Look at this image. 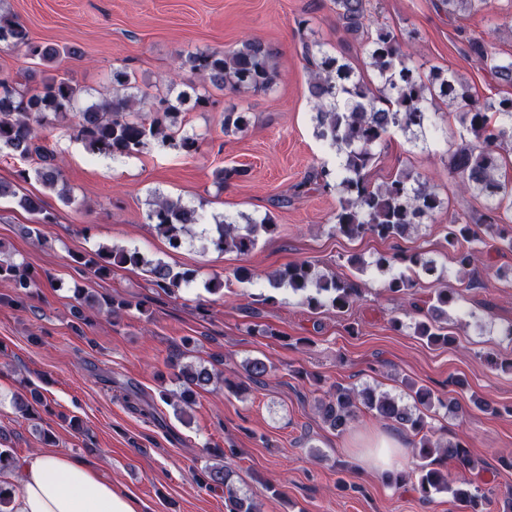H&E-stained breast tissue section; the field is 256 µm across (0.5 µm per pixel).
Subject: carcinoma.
I'll use <instances>...</instances> for the list:
<instances>
[{
    "label": "carcinoma",
    "mask_w": 512,
    "mask_h": 512,
    "mask_svg": "<svg viewBox=\"0 0 512 512\" xmlns=\"http://www.w3.org/2000/svg\"><path fill=\"white\" fill-rule=\"evenodd\" d=\"M487 0H437V8L450 16L461 17L481 11ZM330 9L338 25L365 43L367 62L377 82L360 75L344 52L333 53L313 38L312 21L298 23L302 56L308 64L307 94L315 112L316 135L334 148L339 161L334 167L326 164L315 169L309 184L323 190L334 189L339 195L334 229L348 239L366 235L380 240L403 238L417 225L432 218L443 208V200L429 182L409 170L400 171L393 179L374 186L368 173L380 158L377 148L394 131L425 139L437 129L440 119L437 103L456 111L463 128L475 141L461 139L448 152V174L457 180L458 188L486 200L481 210H471L452 216L445 241L453 253L458 272L468 276L467 287L479 280L471 270L474 253L472 244L481 241V233L494 234L512 250V236L499 227L503 223L501 209H512V192L507 191L502 175L503 140L512 136V97L498 99L474 95L462 77L432 67L423 72L413 63L409 43L400 40L384 27L372 28L370 0H330ZM7 43L24 56L48 66L61 61L60 51L50 45L33 41L26 28L16 22L9 12L0 9V44ZM471 54L476 56L493 80L512 86V61L497 58L478 40L468 41ZM271 52L260 40L248 39L233 50L205 49L191 52L181 59L179 69L203 77L205 84L184 83L186 90L171 96L175 82L167 90L146 94L148 108L129 92L131 73L125 67L112 69V96L76 109L84 89L63 73L44 79L36 85L0 79V151L12 156L31 159L34 172L42 184L57 192L65 204L71 203L63 174L50 150L40 144L38 127L50 120L63 121L75 113L74 133L92 152L131 157L151 142L168 146L192 155L199 149L196 138L176 129V116L186 103L191 109L206 110L215 104L212 91L227 90L239 97L268 91L277 78L271 63ZM148 111L149 115L142 114ZM249 119L235 108L224 110V134L244 132ZM0 197L17 199L18 206L39 215V223L52 224L55 215L44 208L41 200L30 195L17 196L14 185L0 182ZM197 209L179 200L168 198L152 201L147 213L148 223L169 244L178 247L182 237L196 223ZM277 225L267 218L257 224H231L219 221L209 233V245L221 252L249 254L261 234H272ZM73 262L86 267L96 278L107 279L116 267H140L152 284L166 294H177L188 287L193 273L174 270L161 260L145 259L136 249L102 246L89 256L74 255ZM371 265L386 275L385 288L394 294H406L414 287V277L422 274L441 279L436 261L422 251L411 253H379ZM0 279L14 288V304L24 305L31 289L39 287L34 268L24 261L0 259ZM270 287H288L298 295L302 304L317 310L330 306L339 311L354 306L360 296L357 282L348 277L325 278L305 262L296 263L269 277ZM455 290L437 288L427 301L423 318L415 321L414 334L430 345H450L444 323L448 308L455 303ZM185 352L177 350L169 357L177 370L175 379L179 391L174 397L180 403L178 413H186L198 390L205 389L217 375L216 370L202 363H185ZM244 370L255 385L265 383L272 365L262 358H249ZM414 406L378 393L372 388L356 389L336 384L317 401L323 423L341 433L357 417L361 409L377 419L411 432L412 453L418 464L415 469V488L425 501L433 493L448 490L453 499L471 512H482L485 495L472 480H452L448 472L436 467L435 455L442 453L468 471L478 468L466 446L460 442L441 444L433 440L427 412L435 406L448 410L457 408L454 400L437 399L431 390L412 389ZM17 410L28 415L34 405L42 403L41 394L28 388L14 397ZM232 470L226 464L214 465L205 471L201 483L208 488L224 489L226 512H257L253 500L240 494L232 480Z\"/></svg>",
    "instance_id": "cac0c4a2"
}]
</instances>
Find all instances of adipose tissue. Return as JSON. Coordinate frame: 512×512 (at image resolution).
<instances>
[{
	"mask_svg": "<svg viewBox=\"0 0 512 512\" xmlns=\"http://www.w3.org/2000/svg\"><path fill=\"white\" fill-rule=\"evenodd\" d=\"M16 512H141L137 498L113 486L96 468L55 449L0 474Z\"/></svg>",
	"mask_w": 512,
	"mask_h": 512,
	"instance_id": "adipose-tissue-1",
	"label": "adipose tissue"
}]
</instances>
